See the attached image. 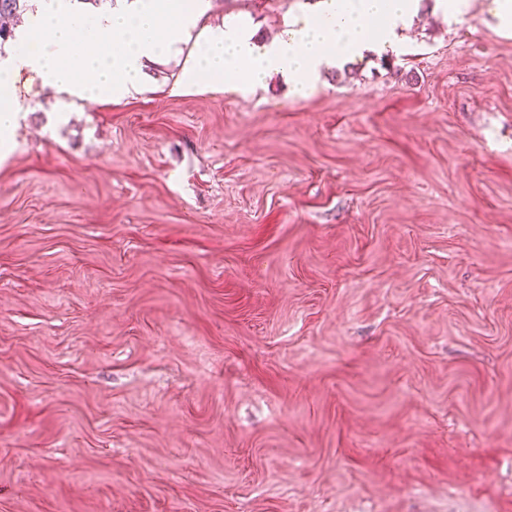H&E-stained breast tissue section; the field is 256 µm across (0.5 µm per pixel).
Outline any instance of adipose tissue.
<instances>
[{
    "label": "adipose tissue",
    "mask_w": 512,
    "mask_h": 512,
    "mask_svg": "<svg viewBox=\"0 0 512 512\" xmlns=\"http://www.w3.org/2000/svg\"><path fill=\"white\" fill-rule=\"evenodd\" d=\"M422 6L423 0H302L281 33L266 40L232 17L199 32L210 0H124L89 20L72 0H39L30 26L15 32L21 50L0 57V152L10 149L24 107L15 92L20 76L38 92L116 102L141 94L149 65L197 37L198 52L175 93H237L275 75L304 98L323 68L402 53Z\"/></svg>",
    "instance_id": "1"
}]
</instances>
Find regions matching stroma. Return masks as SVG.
<instances>
[{
	"mask_svg": "<svg viewBox=\"0 0 512 512\" xmlns=\"http://www.w3.org/2000/svg\"><path fill=\"white\" fill-rule=\"evenodd\" d=\"M298 0H213L275 37ZM297 98L17 94L0 512H512V35L495 0Z\"/></svg>",
	"mask_w": 512,
	"mask_h": 512,
	"instance_id": "stroma-1",
	"label": "stroma"
}]
</instances>
